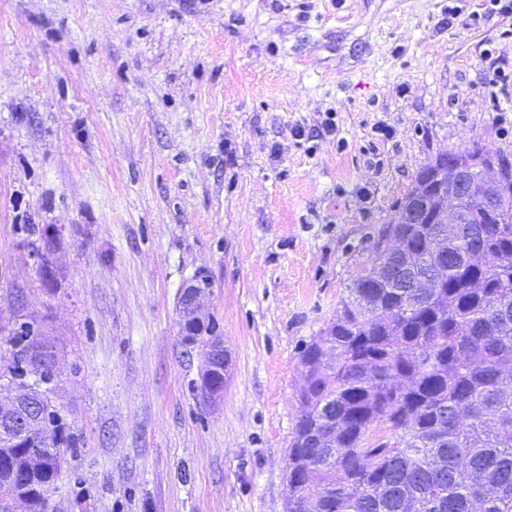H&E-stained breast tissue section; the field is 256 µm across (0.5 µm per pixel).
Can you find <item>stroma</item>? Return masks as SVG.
Here are the masks:
<instances>
[{
	"mask_svg": "<svg viewBox=\"0 0 512 512\" xmlns=\"http://www.w3.org/2000/svg\"><path fill=\"white\" fill-rule=\"evenodd\" d=\"M450 149L512 158L489 0H0V372L31 323L74 437L49 512H285L299 353ZM211 282L205 274L199 272L182 286L177 300L178 325L180 335H184L188 324L203 327L211 316L206 311L211 296ZM200 335L206 336V345L199 344L197 340L190 345V348L195 349L193 351L200 350L198 376L190 380V387L208 402L217 403L224 397V385L230 375L231 352L224 338L215 341L204 331Z\"/></svg>",
	"mask_w": 512,
	"mask_h": 512,
	"instance_id": "obj_1",
	"label": "stroma"
}]
</instances>
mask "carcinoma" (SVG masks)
Here are the masks:
<instances>
[{"label": "carcinoma", "instance_id": "cac0c4a2", "mask_svg": "<svg viewBox=\"0 0 512 512\" xmlns=\"http://www.w3.org/2000/svg\"><path fill=\"white\" fill-rule=\"evenodd\" d=\"M469 232L386 224L410 260L377 255L300 354L307 387L288 448V512H512V181ZM491 255L473 267L474 247ZM434 274L435 293L409 287ZM18 354L41 353L13 335ZM54 432L31 441L48 469L0 476V509L23 489L34 512L61 476Z\"/></svg>", "mask_w": 512, "mask_h": 512}]
</instances>
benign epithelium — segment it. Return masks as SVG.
Returning <instances> with one entry per match:
<instances>
[{
  "label": "benign epithelium",
  "mask_w": 512,
  "mask_h": 512,
  "mask_svg": "<svg viewBox=\"0 0 512 512\" xmlns=\"http://www.w3.org/2000/svg\"><path fill=\"white\" fill-rule=\"evenodd\" d=\"M481 169L478 159L460 156L453 159L439 153L433 158L430 179L418 176L411 188L410 199L404 206L395 209L393 224H416L419 215L429 212L430 223L441 224L448 235L465 233L464 225L472 223L471 212L466 203L481 201L489 193L488 179L474 178ZM211 296V282L199 272L182 286L177 300L178 325L180 333L191 323L203 327L211 316L206 311ZM190 348L199 350L200 367L198 376L190 380L191 389L203 395L210 403H217L224 397V385L230 375L231 352L224 340L206 338V343L197 341ZM38 357L29 354L12 372L9 379L0 385V438L9 445L22 442L27 436L41 431V419L29 410L28 393L34 381L48 391L47 385L53 380V372L45 376L35 373Z\"/></svg>",
  "instance_id": "obj_1"
}]
</instances>
